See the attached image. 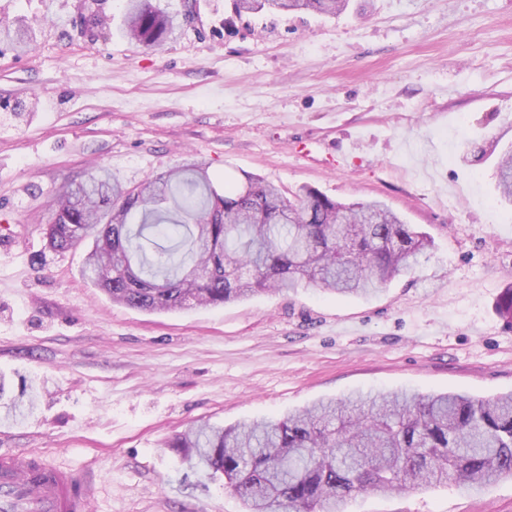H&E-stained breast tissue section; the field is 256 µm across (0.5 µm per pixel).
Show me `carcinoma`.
Wrapping results in <instances>:
<instances>
[{
	"instance_id": "obj_1",
	"label": "carcinoma",
	"mask_w": 512,
	"mask_h": 512,
	"mask_svg": "<svg viewBox=\"0 0 512 512\" xmlns=\"http://www.w3.org/2000/svg\"><path fill=\"white\" fill-rule=\"evenodd\" d=\"M349 0H233L237 13L335 16ZM175 17L152 0H124V33L158 46ZM37 19H0V46L31 48ZM512 202V151L497 165ZM93 238L83 276L113 302L145 312L220 306L301 281L339 295L366 296L418 263L431 240L381 201L342 203L303 186L291 196L247 175L217 189L208 163L190 155L136 187L103 169L70 184L52 205L46 238L67 251ZM512 323V285L498 300ZM34 387L3 405L27 417ZM194 472L224 475L246 512H344L368 491L485 486L512 478V393L379 392L318 402L282 417L236 426L204 424L175 438Z\"/></svg>"
}]
</instances>
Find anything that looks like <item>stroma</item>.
<instances>
[{
    "mask_svg": "<svg viewBox=\"0 0 512 512\" xmlns=\"http://www.w3.org/2000/svg\"><path fill=\"white\" fill-rule=\"evenodd\" d=\"M181 16L151 48L121 0H0V17L62 18L0 55V380L39 393L0 415V450L38 448L100 473L94 512H244L189 473L172 440L354 392L512 391V0H350L323 17L236 13L232 0H153ZM110 25L88 33V9ZM34 98L33 117L8 110ZM205 159L216 186L253 174L291 192L379 200L431 240L369 296L301 283L220 306L147 313L55 251L53 200L94 168L133 186ZM346 512H512V479L371 492ZM497 187L501 196L512 202V151L505 153L497 165ZM24 397H26V400H24ZM2 407L6 409L8 416H20L25 418L31 415L36 407V393L34 387L32 385L28 388L25 387L18 399L14 398L9 403H4L3 406L0 402V408Z\"/></svg>",
    "mask_w": 512,
    "mask_h": 512,
    "instance_id": "obj_1",
    "label": "stroma"
}]
</instances>
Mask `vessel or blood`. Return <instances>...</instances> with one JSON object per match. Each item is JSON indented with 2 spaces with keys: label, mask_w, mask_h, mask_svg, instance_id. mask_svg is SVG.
<instances>
[{
  "label": "vessel or blood",
  "mask_w": 512,
  "mask_h": 512,
  "mask_svg": "<svg viewBox=\"0 0 512 512\" xmlns=\"http://www.w3.org/2000/svg\"><path fill=\"white\" fill-rule=\"evenodd\" d=\"M96 478L26 450L0 452V512H89Z\"/></svg>",
  "instance_id": "vessel-or-blood-1"
}]
</instances>
